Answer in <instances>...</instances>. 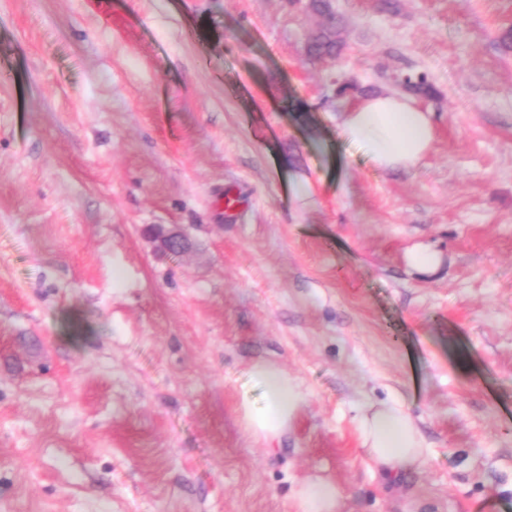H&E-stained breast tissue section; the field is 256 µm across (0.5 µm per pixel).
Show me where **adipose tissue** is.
<instances>
[{
  "mask_svg": "<svg viewBox=\"0 0 512 512\" xmlns=\"http://www.w3.org/2000/svg\"><path fill=\"white\" fill-rule=\"evenodd\" d=\"M339 133L358 145L369 162L382 171L416 168L433 151L436 140L431 112L416 99L392 92L368 96L342 112ZM249 375L262 385L265 398L259 405L243 397L245 427L254 437L267 441L278 438L307 398L272 362H254ZM358 430L363 448L386 474L400 475L425 458L424 438L400 403L388 402L361 414ZM297 500L301 512H340L341 508L339 489L325 480L304 484Z\"/></svg>",
  "mask_w": 512,
  "mask_h": 512,
  "instance_id": "1",
  "label": "adipose tissue"
}]
</instances>
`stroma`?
<instances>
[{"mask_svg":"<svg viewBox=\"0 0 512 512\" xmlns=\"http://www.w3.org/2000/svg\"><path fill=\"white\" fill-rule=\"evenodd\" d=\"M330 2L334 62L308 0H0V512H512V0ZM421 73L434 150L376 170L341 114ZM260 359L308 396L270 443ZM339 26L340 20L336 18L310 36L307 45L308 54L313 58L338 57L343 48L338 37ZM408 265L420 273H435L440 266L439 254L428 245H419L407 255ZM363 448L386 474L396 477L408 467L423 462L424 438L414 421L398 402L382 404L358 417ZM302 512H340L341 493L336 485L325 480L304 484L297 492Z\"/></svg>","mask_w":512,"mask_h":512,"instance_id":"35a3bbf8","label":"stroma"}]
</instances>
